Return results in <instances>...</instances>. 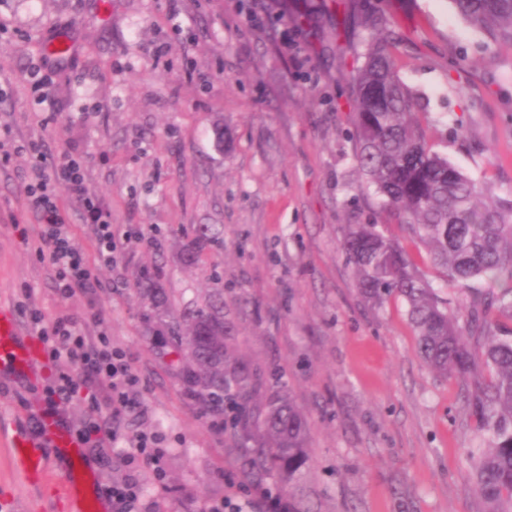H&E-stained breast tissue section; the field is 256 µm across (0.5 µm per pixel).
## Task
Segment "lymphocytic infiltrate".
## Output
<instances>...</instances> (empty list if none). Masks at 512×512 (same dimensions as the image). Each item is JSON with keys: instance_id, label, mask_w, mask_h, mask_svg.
<instances>
[{"instance_id": "lymphocytic-infiltrate-1", "label": "lymphocytic infiltrate", "mask_w": 512, "mask_h": 512, "mask_svg": "<svg viewBox=\"0 0 512 512\" xmlns=\"http://www.w3.org/2000/svg\"><path fill=\"white\" fill-rule=\"evenodd\" d=\"M60 183L80 205L85 222L95 227L93 254H86L75 239L69 216L55 192ZM24 194L28 210L39 220L40 240L55 272L57 293L66 298L75 290L98 287L99 280L92 268L113 266L118 244L112 230V211L89 189L81 162L67 156L50 170L42 153H34ZM31 326L47 344L54 360L80 363L87 381L102 384L113 415H121L135 405L138 377L125 352L113 347L107 336H100L98 343H86L74 322L65 315L59 316L49 328L43 327L41 317L36 315Z\"/></svg>"}]
</instances>
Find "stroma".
Returning <instances> with one entry per match:
<instances>
[{
	"mask_svg": "<svg viewBox=\"0 0 512 512\" xmlns=\"http://www.w3.org/2000/svg\"><path fill=\"white\" fill-rule=\"evenodd\" d=\"M275 13L312 10L286 52L274 28L245 26L238 0H0V135L45 146L50 162L81 160L112 209L117 264L99 288L60 298L41 259L23 188L30 157L0 160V307L24 336L32 311L107 332L139 378L140 406L113 419L98 384L52 394L62 372L44 358L35 382L0 371V429L41 439V418L75 440L88 423L165 438L168 493L122 449L84 443L101 486L136 477L140 512H204L246 488L224 425L201 412L170 366L171 338L139 283L157 281L173 315L223 291L239 355L278 377L307 417L309 479L321 512H488L468 454L476 435L465 384L427 367L402 300L361 296L340 249L348 224L383 221L352 160L346 80L331 0H265ZM178 11L188 33L170 21ZM403 37L400 72L427 110V134L486 195L512 204V48L467 26L449 0H389ZM61 35L75 53L57 58ZM162 46L160 55L152 47ZM52 72L53 106L37 105L26 70ZM215 225L221 245L198 266L185 236ZM97 407H90L91 396ZM24 479L0 438V512H73L57 496L65 462ZM261 512H280L275 497Z\"/></svg>",
	"mask_w": 512,
	"mask_h": 512,
	"instance_id": "stroma-1",
	"label": "stroma"
}]
</instances>
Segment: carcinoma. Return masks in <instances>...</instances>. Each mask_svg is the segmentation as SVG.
I'll return each instance as SVG.
<instances>
[{"label":"carcinoma","instance_id":"1","mask_svg":"<svg viewBox=\"0 0 512 512\" xmlns=\"http://www.w3.org/2000/svg\"><path fill=\"white\" fill-rule=\"evenodd\" d=\"M472 28L512 47V0H450ZM361 16L363 62L349 73L357 169L379 198L382 224H348L340 243L356 287L377 305L402 299L418 352L435 372L471 378L465 402L486 440L475 464L478 492L490 512H512V206L482 201L483 187L429 141L409 86L399 74L400 36L382 7L338 0ZM422 246L432 268L462 296L448 312L391 227ZM212 241L195 229L182 246L199 260ZM498 285L496 290L483 283ZM188 395L224 415V432L248 487L270 484L286 512H315L302 492L309 469L303 411L277 379L268 386L236 355L224 295L217 292L168 325Z\"/></svg>","mask_w":512,"mask_h":512}]
</instances>
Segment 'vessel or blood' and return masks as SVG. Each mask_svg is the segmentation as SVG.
<instances>
[{
  "label": "vessel or blood",
  "instance_id": "obj_1",
  "mask_svg": "<svg viewBox=\"0 0 512 512\" xmlns=\"http://www.w3.org/2000/svg\"><path fill=\"white\" fill-rule=\"evenodd\" d=\"M42 356L41 347L24 339L17 319L0 308V366L24 375L33 370ZM44 440L56 449L66 463V476L58 490L69 500L76 512H102V494L97 481L88 474L84 453L56 419L43 422ZM33 440L16 434L11 438V451L17 468L27 476L43 474L47 469L44 454L35 452Z\"/></svg>",
  "mask_w": 512,
  "mask_h": 512
}]
</instances>
